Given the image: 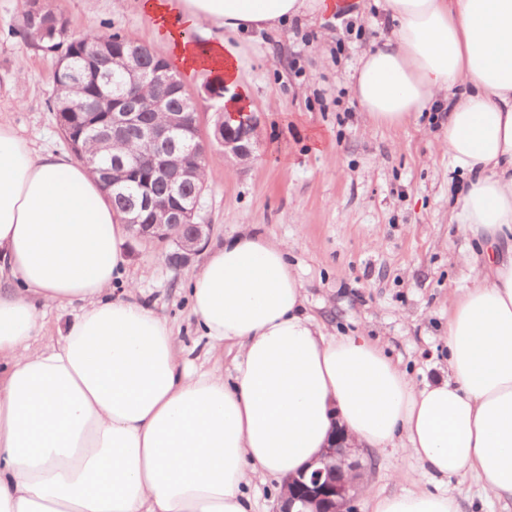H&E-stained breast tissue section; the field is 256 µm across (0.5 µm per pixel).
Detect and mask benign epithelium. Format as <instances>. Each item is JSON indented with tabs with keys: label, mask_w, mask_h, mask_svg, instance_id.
<instances>
[{
	"label": "benign epithelium",
	"mask_w": 512,
	"mask_h": 512,
	"mask_svg": "<svg viewBox=\"0 0 512 512\" xmlns=\"http://www.w3.org/2000/svg\"><path fill=\"white\" fill-rule=\"evenodd\" d=\"M84 54L94 64L95 87L90 100L82 107L97 109L105 122L103 126H90V135L98 139L107 135L113 141L135 136L147 146L165 148L163 152H150L133 161L112 157V188L117 191L124 189L126 182L140 169L151 171V179L139 185L125 211L124 222L136 239L173 243L174 249L167 254V261L173 266H184L203 249L210 235L209 224L181 223L199 212L202 193L171 196L167 207L168 223L156 224L149 219V214L159 207L152 191V180L162 181L172 189L195 184L199 168L209 161L205 145L213 139L224 146L226 158L251 154L257 119L251 112H237L218 123L212 135H205L200 125V110L206 107L207 98L190 94L184 83L173 80L163 84L156 79L154 86L158 93L150 99L144 97L146 75L138 43L131 42L112 54V59L119 61L121 75L115 93L107 89V84L99 83L104 78L99 64L103 53L86 49ZM174 95L180 98V112L171 111L170 98ZM146 110L162 113L163 121L143 123L142 112ZM232 120L237 121V125H231ZM188 153L196 158L195 162L178 160V156ZM311 466V471L288 478L287 498L276 512H355L356 491L364 466L352 458L351 447L344 443L342 436L333 438Z\"/></svg>",
	"instance_id": "7a95c632"
}]
</instances>
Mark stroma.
I'll return each instance as SVG.
<instances>
[{"mask_svg":"<svg viewBox=\"0 0 512 512\" xmlns=\"http://www.w3.org/2000/svg\"><path fill=\"white\" fill-rule=\"evenodd\" d=\"M72 35L112 26L154 45L152 28L126 0H51ZM20 0H0V119L38 150L67 151L46 102L56 60L18 32ZM381 0H370L344 30L334 14L294 21L277 39L246 44L243 79L258 118L254 157L212 164L202 213L209 247L244 224L286 242L310 314L334 336L364 333L382 343L417 384L448 377V294L469 284L458 255L472 240L453 220L465 178L439 151L440 113L398 127L367 123L351 94V76L377 36ZM278 57V69L269 66ZM126 276L137 295L174 329L196 368L231 364L197 332L184 289L205 257L172 267L168 246L128 239ZM365 467L355 502L430 486L431 478L398 448L362 449Z\"/></svg>","mask_w":512,"mask_h":512,"instance_id":"1","label":"stroma"}]
</instances>
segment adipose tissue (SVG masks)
<instances>
[{
  "label": "adipose tissue",
  "mask_w": 512,
  "mask_h": 512,
  "mask_svg": "<svg viewBox=\"0 0 512 512\" xmlns=\"http://www.w3.org/2000/svg\"><path fill=\"white\" fill-rule=\"evenodd\" d=\"M168 60L250 110L244 44L328 0H139ZM387 30L352 93L397 126L445 105L438 147L468 178L454 219L475 241L448 295L447 381L417 386L370 337L333 336L305 308L281 241L240 228L187 295L231 376L188 371L171 325L141 302L129 231L89 167L0 121V512H256L251 486L304 469L343 427L433 477L512 498V0H384ZM220 28L212 37L209 27ZM122 291L113 294V282ZM77 312L41 343L48 308ZM373 512H459L447 492Z\"/></svg>",
  "instance_id": "obj_1"
}]
</instances>
